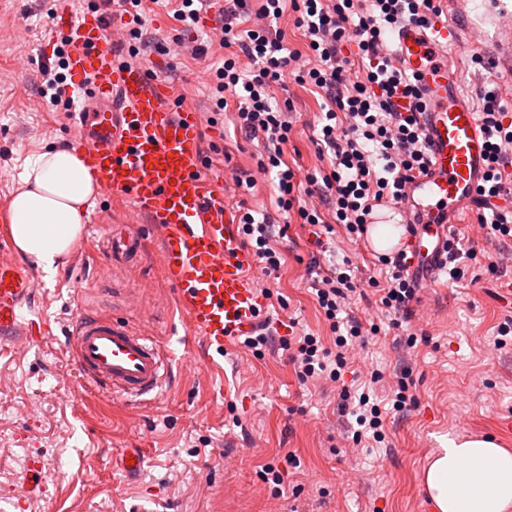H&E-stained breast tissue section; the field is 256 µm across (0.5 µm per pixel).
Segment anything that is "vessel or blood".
I'll list each match as a JSON object with an SVG mask.
<instances>
[{
  "instance_id": "1",
  "label": "vessel or blood",
  "mask_w": 512,
  "mask_h": 512,
  "mask_svg": "<svg viewBox=\"0 0 512 512\" xmlns=\"http://www.w3.org/2000/svg\"><path fill=\"white\" fill-rule=\"evenodd\" d=\"M448 2L453 17H436L425 26L404 24L392 38L395 64L418 78L426 103L422 131L429 164L406 183L397 208L407 226L399 249L422 283L437 280L449 228L459 214L485 205L478 188L487 172V142L476 112L458 90L448 49L466 36L492 42L493 64L512 77V0H483L477 16L469 11L471 0ZM59 30L68 43L69 71L84 93L77 144L104 191L122 196L133 216L144 217L162 241L161 265L190 331L224 351L250 333L262 298L256 258L241 244L227 185L204 164L199 113L146 68L115 66L124 32L120 12H113L108 24L93 14L76 20L64 12ZM104 247L111 264L126 265L139 258L142 238L130 225L111 229ZM9 252L8 245L0 246V336L23 351L44 335L45 321L24 318L35 276ZM67 336L79 370L114 396L147 403L162 393L168 379L164 354L127 319L84 314ZM43 478L42 465L29 462L25 498L41 491Z\"/></svg>"
}]
</instances>
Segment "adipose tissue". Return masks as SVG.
Here are the masks:
<instances>
[{"mask_svg": "<svg viewBox=\"0 0 512 512\" xmlns=\"http://www.w3.org/2000/svg\"><path fill=\"white\" fill-rule=\"evenodd\" d=\"M100 189L81 151L35 156L6 212L14 247L54 273L81 238ZM424 488L436 512H512V453L483 438L449 440L430 459Z\"/></svg>", "mask_w": 512, "mask_h": 512, "instance_id": "ef3b65f1", "label": "adipose tissue"}]
</instances>
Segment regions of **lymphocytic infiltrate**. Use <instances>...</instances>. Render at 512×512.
<instances>
[{
  "label": "lymphocytic infiltrate",
  "instance_id": "obj_1",
  "mask_svg": "<svg viewBox=\"0 0 512 512\" xmlns=\"http://www.w3.org/2000/svg\"><path fill=\"white\" fill-rule=\"evenodd\" d=\"M296 14L312 54L303 59L289 50L276 23L285 10ZM254 13L255 23L243 29L242 14ZM443 12L437 0H262L250 10L247 0H228L219 21V44L226 54L214 71L213 103L227 107L228 97L238 101L237 124L248 140L262 139L264 153L258 171L275 172L279 195L278 213L255 217L244 213L240 232L253 248L264 274L281 265L280 254L270 240L281 214L294 211L304 223L333 233L343 226L349 239L360 241L365 226L377 209L395 208L403 185L426 167L420 132V117L401 110V100L415 97L410 77L394 65L388 53L390 36L407 21L428 24ZM356 45L362 61L360 76H352L351 60L342 49ZM292 71L298 84L310 85L323 94L314 139L319 158L328 160L323 174L299 176L284 160L292 124L291 100L277 101L274 87L285 71ZM479 121L488 142L489 194L504 191V170L512 164V117L501 106L497 91L482 92ZM388 267L385 284L375 286L374 303L388 314L411 318L417 290L412 284L403 255H384ZM361 285L348 266H335L315 282V297L334 335L333 347H325L312 334L275 338L270 320L254 325L243 344L255 357H263L273 342L288 350L300 382L321 378L338 381L348 364L347 352L365 339L361 322L347 316L350 300ZM357 424L354 442H383V420L369 394L351 397L342 393Z\"/></svg>",
  "mask_w": 512,
  "mask_h": 512
}]
</instances>
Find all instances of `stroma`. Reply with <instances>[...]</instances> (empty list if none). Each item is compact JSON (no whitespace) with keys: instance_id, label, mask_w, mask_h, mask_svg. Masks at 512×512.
Instances as JSON below:
<instances>
[{"instance_id":"1","label":"stroma","mask_w":512,"mask_h":512,"mask_svg":"<svg viewBox=\"0 0 512 512\" xmlns=\"http://www.w3.org/2000/svg\"><path fill=\"white\" fill-rule=\"evenodd\" d=\"M177 5L149 0L142 18L124 15V26L142 29L155 42L207 43L221 5L212 0L205 20L189 26L175 17ZM56 7V0H0V235L9 231L3 217L27 161L74 140L73 118L39 94L41 70L55 62L62 40ZM490 50L462 44L450 56L451 69L473 108L482 105L480 90L493 89L512 111V81L495 66L473 61L474 52ZM224 54L216 44L201 58L151 51L139 64L200 112V147L212 174L254 173V188L229 201L259 212L275 197L270 178L257 171L262 148L237 131L235 106L210 111L211 68ZM277 98L293 102L285 161L303 174L322 168L311 127L322 97L287 73ZM456 230L464 275L441 277L422 290L409 325L419 338L416 348H407L404 335L377 319L367 301L354 307L360 321L378 323L380 330L353 351L344 387L362 388L371 369H381L384 380L374 391L383 402L389 380L407 368L415 399L386 416L385 442L354 451L343 439L347 419L338 409L339 389L302 384L279 348L261 359L236 346L220 355L189 332L162 274L163 245L149 226L141 228V262L114 270L103 249L104 228L86 224L55 274L39 272L43 291L24 308L45 317L46 336L24 352L0 339V512H12L11 502L22 495L21 473L33 458L42 462L46 481L24 512H434L423 471L449 439L489 436L512 451V431L501 428L512 420V341L496 344L499 323L512 316V300L501 292L512 281V266L488 270L499 249L512 251V239L489 235L472 211L460 215ZM331 244L332 251L319 252L307 227L289 217L276 242L284 258L280 269L257 278L287 303L278 313L280 335H288L286 322L294 317L301 329L331 336L313 299L311 260L325 269L347 258L358 279L383 278L377 253L349 240L342 226H335ZM115 287L138 289L141 307L128 318L168 358L166 392L146 407L89 383L67 349L66 327L76 316L116 312ZM127 451L143 455L139 472L123 470ZM290 454L298 468H287ZM270 464L285 471L277 499L260 477Z\"/></svg>"}]
</instances>
